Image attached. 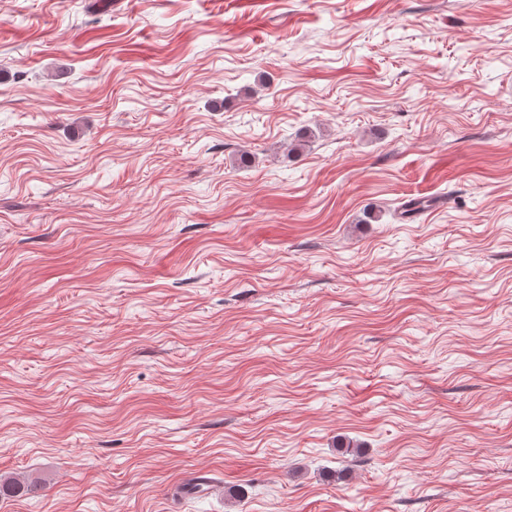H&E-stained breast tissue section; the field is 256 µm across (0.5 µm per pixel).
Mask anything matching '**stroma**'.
<instances>
[{"label": "stroma", "instance_id": "obj_1", "mask_svg": "<svg viewBox=\"0 0 512 512\" xmlns=\"http://www.w3.org/2000/svg\"><path fill=\"white\" fill-rule=\"evenodd\" d=\"M2 473L512 512V0H0Z\"/></svg>", "mask_w": 512, "mask_h": 512}]
</instances>
